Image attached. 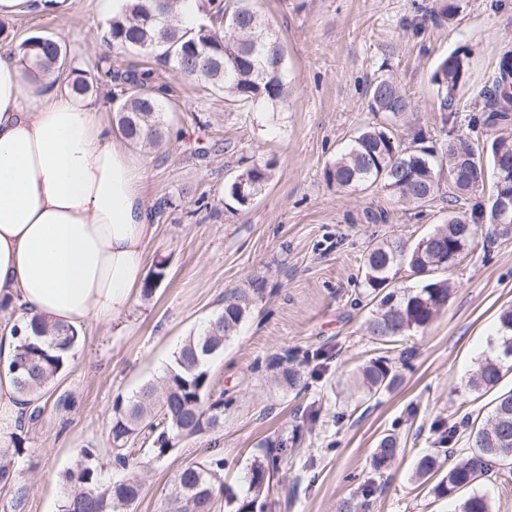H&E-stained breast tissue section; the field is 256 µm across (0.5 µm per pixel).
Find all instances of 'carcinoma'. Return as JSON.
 <instances>
[{
    "mask_svg": "<svg viewBox=\"0 0 512 512\" xmlns=\"http://www.w3.org/2000/svg\"><path fill=\"white\" fill-rule=\"evenodd\" d=\"M178 2L134 0L122 15L109 21L104 40L116 49L159 57L180 75L223 93L239 108H248L259 100L272 104L287 101L285 50L253 0H203L201 10L207 20L192 27L184 26L179 19ZM462 10L461 0H439L435 15L452 20ZM7 54L48 76L71 68L67 51L51 36L27 38L10 46ZM468 71L469 56L465 52L454 51L439 60L430 82L437 87L442 110H448V103L456 100ZM106 74L120 86L122 102L116 121L121 134L136 145L163 147L168 133L166 110L161 96L151 87L152 71L108 70ZM365 97L369 110L382 121L352 137L325 169L328 182L343 190L374 188L401 202L423 205L437 197L440 175L446 166L461 172L470 167L475 170L469 181L453 180L456 204L465 193L484 185L485 176L492 180L487 208H474L468 217L448 214L446 224L431 233L433 240L426 248L395 237L378 240L367 250L361 285L371 297L373 308L366 331L375 340L392 342L426 329L448 304L452 284L444 274L468 254L478 225L490 224L496 236L512 238V222L494 223L497 198L504 192L512 195V180L501 179L502 168L512 172V50L499 54L491 85L485 91L484 111L488 115L471 118L474 126L497 129L498 135L486 145L457 134L438 149L427 147L426 134L418 130L407 146L394 131L398 119L411 107L400 86L382 76L366 86ZM270 178V164H253L224 188L225 197L237 209H247L252 200L240 194V186L259 194ZM404 267L420 278L418 287L391 286ZM261 288L263 283L257 282L250 293H230L224 298V307L174 351L158 381L114 398L108 449L112 469L129 470L127 445L146 428L154 438L142 454L151 464L167 457L183 441L224 426V397L211 398L208 365L250 315L253 296L260 294ZM30 327L31 331L18 336L7 371L22 405L33 414L39 409L37 403L74 358L80 333L69 325L43 318L32 320ZM499 333L498 353L482 359L469 377L468 386L473 390L490 391L503 377L505 362L512 357V308L500 313ZM271 366L279 369L275 380L282 387L294 390L302 385L303 373L284 365V360L276 359ZM398 382L394 366L385 356L365 361L355 373V383L368 399L395 389ZM24 428L25 418L21 416L7 426L6 436L0 439V493L12 494L10 512L20 510L24 497L15 466L16 458L25 451ZM465 431L472 439V448L433 486V493L440 498H452L474 487L495 465H512V394L496 398L490 415L479 425L466 421L460 428L448 427L444 439L450 442ZM290 443L294 445L296 440L280 439L254 460L249 476L252 499L242 503L237 512H253L257 500L269 491L271 473L288 457ZM399 454L396 437L383 436L372 456L373 470L384 471ZM441 468L439 457L427 454L418 461L416 475L425 478ZM223 472L224 456L219 451L185 465L165 498L163 512H212L216 485L222 484ZM61 482L57 512H133L143 492L134 474L108 477L97 448L80 449L73 465L62 473ZM459 512H493L492 503L485 494L474 491L463 500Z\"/></svg>",
    "mask_w": 512,
    "mask_h": 512,
    "instance_id": "carcinoma-1",
    "label": "carcinoma"
}]
</instances>
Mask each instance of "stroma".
I'll return each mask as SVG.
<instances>
[{"label":"stroma","instance_id":"1","mask_svg":"<svg viewBox=\"0 0 512 512\" xmlns=\"http://www.w3.org/2000/svg\"><path fill=\"white\" fill-rule=\"evenodd\" d=\"M101 0H74L68 16L31 0L6 19L10 41L55 36L80 75L97 77L107 118L120 104L106 70L149 69L168 86L171 136L160 150L142 149L146 202L155 211L147 263L167 260V276L151 300L133 294L112 322L81 329V343L55 382L53 397L23 432L16 460L26 488L22 512H57L60 476L80 449L104 448L112 401L162 376L174 351L200 329L224 298L261 281L249 318L209 365L210 390L224 397V426L184 441L168 457L136 473L144 483L134 512H161L183 466L224 454L225 498L215 512H236L247 495V472L260 442L292 436L300 444L270 484L263 512H455L415 479L420 456L439 453L445 466L465 454V442L441 443L462 419H486L496 394L512 390V371L496 391L467 382L478 361L495 354L498 317L512 308V239L478 234L449 277L453 294L440 317L404 343H380L365 332L371 306L360 285L371 241H411L445 222L448 194L418 206L389 194L339 190L325 169L360 128L371 123L364 95L371 79L393 77L412 108L395 129L410 142L415 129L430 145L447 134L486 142L489 127H471L503 46L512 47V0H465L453 20L434 17L435 0H256L287 50L288 100L244 111L222 93L189 80L152 57L128 54L103 40L108 20ZM468 53L470 68L443 124L430 82L436 62ZM270 163L271 181L245 212L229 208L225 185L253 163ZM172 200L160 209L163 200ZM299 366L303 390H284L267 366L279 357ZM389 357L399 387L372 399L348 380L365 360ZM67 406H59L58 398ZM396 435L403 448L386 474L372 473L378 440Z\"/></svg>","mask_w":512,"mask_h":512}]
</instances>
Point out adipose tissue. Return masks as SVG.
Here are the masks:
<instances>
[{"label":"adipose tissue","mask_w":512,"mask_h":512,"mask_svg":"<svg viewBox=\"0 0 512 512\" xmlns=\"http://www.w3.org/2000/svg\"><path fill=\"white\" fill-rule=\"evenodd\" d=\"M155 230L141 164L100 104L0 56V358L32 318L107 323L144 275Z\"/></svg>","instance_id":"adipose-tissue-1"}]
</instances>
